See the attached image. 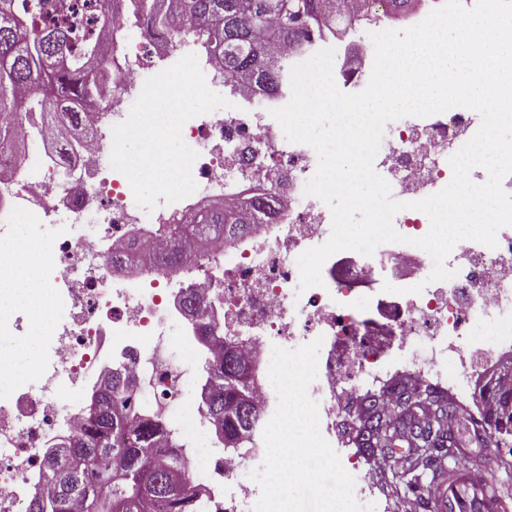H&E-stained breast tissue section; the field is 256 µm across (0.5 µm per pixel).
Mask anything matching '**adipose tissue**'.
Wrapping results in <instances>:
<instances>
[{"mask_svg":"<svg viewBox=\"0 0 512 512\" xmlns=\"http://www.w3.org/2000/svg\"><path fill=\"white\" fill-rule=\"evenodd\" d=\"M0 246L12 251L16 257V266L10 283V289L0 294V303L35 306L37 314L35 316L34 331L38 334L42 333L44 329L49 327L52 316L51 308L48 304L49 296L44 289L30 280L29 270L42 259L43 253L29 243L22 241L8 240Z\"/></svg>","mask_w":512,"mask_h":512,"instance_id":"1","label":"adipose tissue"}]
</instances>
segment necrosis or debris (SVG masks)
Listing matches in <instances>:
<instances>
[{"instance_id":"necrosis-or-debris-1","label":"necrosis or debris","mask_w":512,"mask_h":512,"mask_svg":"<svg viewBox=\"0 0 512 512\" xmlns=\"http://www.w3.org/2000/svg\"><path fill=\"white\" fill-rule=\"evenodd\" d=\"M115 14L112 43L125 51L113 53L112 77L97 107L82 112L86 134L71 142L72 161L56 153L60 138L47 122L25 131L43 142L41 151L19 157L0 149V241L23 225L32 244L45 246L30 277L52 288L54 311L41 361L19 374L6 346L26 330L35 310L0 303V512H30L45 482L48 451L83 425L107 372L133 381L129 406L135 415L169 430L167 445L188 462L209 512H253L260 489L238 476L259 468L263 455L244 458L201 444L208 419L191 395L192 362L208 328L218 336L238 332L240 350L259 371L270 364L273 346L294 350L318 338L329 342L325 379L308 388L328 441L342 423L338 386L385 392L394 378L385 357L394 344L439 343L449 357L461 358L468 321L483 309L501 318L496 350L512 355V226L499 230L494 248L459 244L445 261L451 279L418 293H390L385 283L417 254L412 241L430 228L426 214L407 209L395 216L394 227L408 243L380 245L369 257L337 252L322 266V285L300 290L297 258L329 239L332 215L323 201L304 193L318 168L316 151L285 140L270 114L289 102L290 90L259 107L255 94L237 84L227 87L223 104H212L213 90L225 85L208 54L187 41L144 35L128 0H118ZM315 47L334 48L340 90L366 88L372 40L356 37L350 27ZM188 67L203 98L197 110L177 113L174 124H160V137L149 141L157 153L163 136L175 134L185 155L146 217L130 203L137 185L117 144L141 129L143 114L134 105L144 100V77L163 73V86L173 87ZM481 122L477 111L461 106L391 121L374 170L396 200L433 195L451 181L450 157ZM262 197L275 202L268 223L242 239L195 250L177 268L112 263L163 243L169 225L192 223L207 208ZM46 226L53 231L47 242L39 235Z\"/></svg>"}]
</instances>
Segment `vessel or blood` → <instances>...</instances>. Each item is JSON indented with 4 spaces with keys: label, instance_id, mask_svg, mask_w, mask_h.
Wrapping results in <instances>:
<instances>
[{
    "label": "vessel or blood",
    "instance_id": "vessel-or-blood-1",
    "mask_svg": "<svg viewBox=\"0 0 512 512\" xmlns=\"http://www.w3.org/2000/svg\"><path fill=\"white\" fill-rule=\"evenodd\" d=\"M435 493L443 512H503L492 489L474 471L449 469L438 481Z\"/></svg>",
    "mask_w": 512,
    "mask_h": 512
}]
</instances>
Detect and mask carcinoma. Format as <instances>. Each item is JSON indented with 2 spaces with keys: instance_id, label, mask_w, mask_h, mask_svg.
Masks as SVG:
<instances>
[{
  "instance_id": "carcinoma-1",
  "label": "carcinoma",
  "mask_w": 512,
  "mask_h": 512,
  "mask_svg": "<svg viewBox=\"0 0 512 512\" xmlns=\"http://www.w3.org/2000/svg\"><path fill=\"white\" fill-rule=\"evenodd\" d=\"M43 0H0V145L13 146L18 137L15 117L40 115L57 123L60 134L80 136L78 113L71 104H96L103 80L112 76V53L94 38L74 49L72 29L40 27L37 15ZM142 24L151 31L169 28L172 9H177L208 35L210 53L224 69V82L239 80L267 93L286 87L291 64L283 50L291 45L305 53L309 29L322 26L334 33L351 25L345 0H137ZM273 200H257L248 206H230L201 215L194 232L172 224L173 247L163 253V266L175 268L182 246L193 238H234L252 230L250 215L271 212ZM254 368L238 356L235 346L219 350L206 383L205 403L210 424L220 423L224 443H233L259 422V410L250 395ZM416 406L422 412L401 427H386L383 436L406 437L411 447L446 448L451 402L435 391L419 393ZM377 400L368 403L366 424L359 444L373 448L374 426L379 424ZM163 444L166 437L148 419L134 420L126 410L120 380L108 373L87 412V429L61 449L48 452L46 483L54 493L42 496L43 509L34 512H205V503L191 493L192 473L185 461L173 454L166 463H154L141 449L149 440Z\"/></svg>"
}]
</instances>
